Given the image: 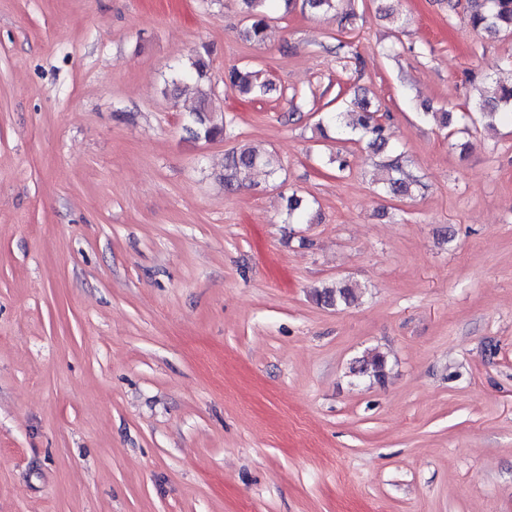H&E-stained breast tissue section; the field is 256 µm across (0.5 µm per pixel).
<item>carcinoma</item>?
Listing matches in <instances>:
<instances>
[{
  "label": "carcinoma",
  "instance_id": "obj_1",
  "mask_svg": "<svg viewBox=\"0 0 512 512\" xmlns=\"http://www.w3.org/2000/svg\"><path fill=\"white\" fill-rule=\"evenodd\" d=\"M290 7L292 0H241L244 5L248 25L245 37L248 41L261 44L267 38L270 12L277 9L279 2ZM474 8L469 14V23L476 31L490 36L502 33L512 34V0H473ZM209 63L202 57L189 61L172 80L176 85L183 79L202 80ZM224 81L243 94L260 95L268 90V85L259 81L258 74L248 69L233 68L224 73ZM356 110L348 113L327 111L319 119V128H328L338 135L347 136L359 133L369 137L368 147L376 154H387L383 178L386 191L395 197L409 196L418 185V180L404 173L402 159L392 154L390 135L379 122L376 112L370 110V103L362 98L355 102ZM476 107L481 118L489 126L496 121H512V84L506 85L491 79L477 88ZM212 112L208 93L201 92L197 105L192 109L193 134L206 139H215L227 133V126L210 123L208 114ZM279 167L278 160L271 154L262 153L253 147L241 146L227 154L224 163V187L234 189L246 184L252 171L263 168L273 175ZM287 215L296 223H305L309 213L308 204L299 196L285 197ZM359 287L349 282H338L314 291L315 301L324 307L349 306L358 299ZM386 356L380 352H368L354 361L350 372L362 378L382 383L386 376Z\"/></svg>",
  "mask_w": 512,
  "mask_h": 512
}]
</instances>
